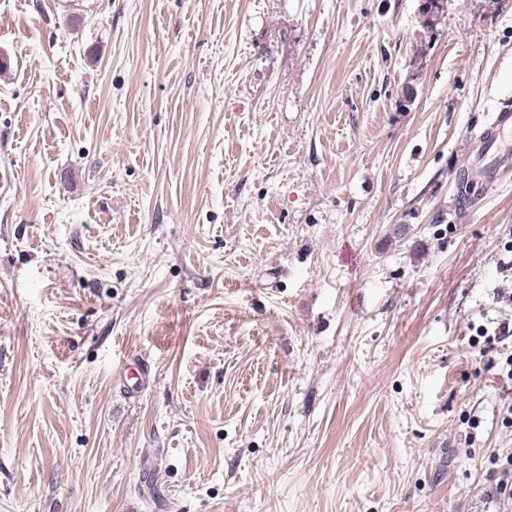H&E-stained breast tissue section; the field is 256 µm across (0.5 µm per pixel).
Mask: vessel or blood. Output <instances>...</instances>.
<instances>
[{"mask_svg": "<svg viewBox=\"0 0 512 512\" xmlns=\"http://www.w3.org/2000/svg\"><path fill=\"white\" fill-rule=\"evenodd\" d=\"M468 156L480 193L498 182L501 171L512 168V106H502L495 113L487 135L471 147Z\"/></svg>", "mask_w": 512, "mask_h": 512, "instance_id": "b4317fda", "label": "vessel or blood"}]
</instances>
